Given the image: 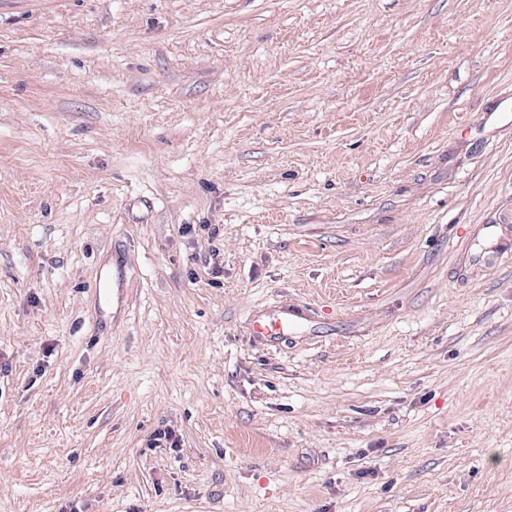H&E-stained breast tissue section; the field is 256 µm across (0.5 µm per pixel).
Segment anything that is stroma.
Here are the masks:
<instances>
[{
  "mask_svg": "<svg viewBox=\"0 0 512 512\" xmlns=\"http://www.w3.org/2000/svg\"><path fill=\"white\" fill-rule=\"evenodd\" d=\"M0 512H512V0H0ZM307 308L299 304H281L271 313L257 318L252 332L261 341L277 340L288 330L306 320Z\"/></svg>",
  "mask_w": 512,
  "mask_h": 512,
  "instance_id": "stroma-1",
  "label": "stroma"
}]
</instances>
